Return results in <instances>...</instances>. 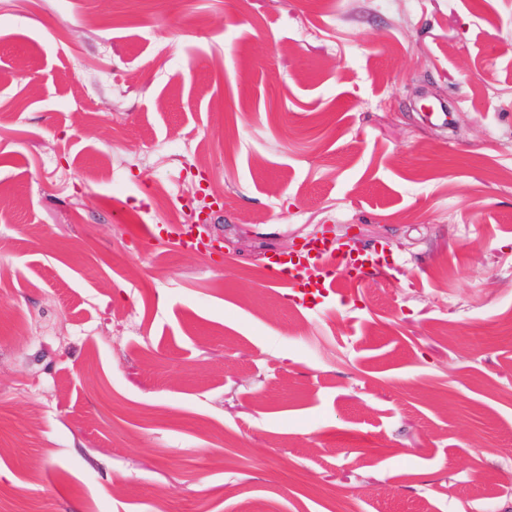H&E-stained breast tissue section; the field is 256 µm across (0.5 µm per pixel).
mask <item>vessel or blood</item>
Wrapping results in <instances>:
<instances>
[{
  "label": "vessel or blood",
  "mask_w": 512,
  "mask_h": 512,
  "mask_svg": "<svg viewBox=\"0 0 512 512\" xmlns=\"http://www.w3.org/2000/svg\"><path fill=\"white\" fill-rule=\"evenodd\" d=\"M168 233L175 245L186 250L205 247L214 241L201 224H175L169 227ZM383 255L384 250L379 246L353 255L347 252L343 242L324 236L306 242L296 252L271 256L268 270L271 276L287 279L303 301L311 295H325L334 290L338 272H377L383 265Z\"/></svg>",
  "instance_id": "obj_1"
}]
</instances>
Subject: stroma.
I'll return each mask as SVG.
<instances>
[{
  "instance_id": "obj_1",
  "label": "stroma",
  "mask_w": 512,
  "mask_h": 512,
  "mask_svg": "<svg viewBox=\"0 0 512 512\" xmlns=\"http://www.w3.org/2000/svg\"><path fill=\"white\" fill-rule=\"evenodd\" d=\"M0 191V512H512V0H0ZM168 233L175 245L186 250L200 249L218 241L208 233L207 226L201 224H175L169 227ZM383 255L381 245L352 255L346 251L343 242L323 236L306 242L296 252L271 256L268 270L273 277L288 278L290 287L296 289L298 299L305 302L316 292L327 296L329 291L337 288L338 271H359L362 274L377 272L383 266ZM308 267L319 270L315 280L304 278L303 273Z\"/></svg>"
}]
</instances>
